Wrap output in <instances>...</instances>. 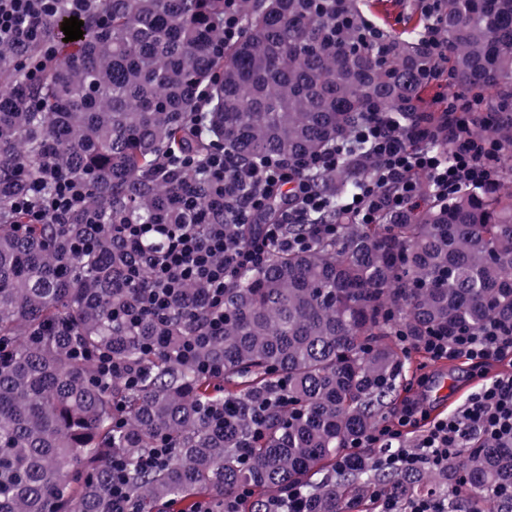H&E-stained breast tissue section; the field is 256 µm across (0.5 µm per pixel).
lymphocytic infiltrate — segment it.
Returning a JSON list of instances; mask_svg holds the SVG:
<instances>
[{"instance_id": "obj_1", "label": "lymphocytic infiltrate", "mask_w": 512, "mask_h": 512, "mask_svg": "<svg viewBox=\"0 0 512 512\" xmlns=\"http://www.w3.org/2000/svg\"><path fill=\"white\" fill-rule=\"evenodd\" d=\"M92 0H0V44L34 41L41 35V20L67 13L85 15ZM467 106L458 102L457 115L448 122V135L456 141L452 154L436 150H415L407 145L408 133L391 115L373 112L359 128L358 135L369 142L377 161V173L362 184L346 205L359 223L374 221L383 209L399 211L418 208L425 202L416 174L428 179L432 193L445 199L463 186L486 183L501 160L496 142L472 135L461 118ZM337 167L335 153L310 157L304 167L266 156L234 169L224 159L223 149L211 154L204 168L213 207L223 209L224 221L199 229L204 212L191 192L177 203L186 221L182 224H119L115 231L134 260L127 274L128 285L141 292L139 311H118L115 321L134 326L142 316L167 314L171 301L191 284L205 288L209 318L205 333L216 336L224 330V290L242 272L264 265L272 249L301 250L312 236L289 235L287 228L303 221L304 214L323 210V192L310 182L305 169L330 172ZM52 194H43L33 185L29 194L14 207L27 222L38 224L48 216L65 217L83 196L79 182L59 171H51ZM283 190L286 202L275 224L254 226V219L266 206V190ZM252 227L248 244L237 236ZM425 351L435 359H461L477 368L486 361L512 352V326H492L481 333L463 332L454 336H427ZM473 431L497 439H512V376L486 383L469 399L461 415L438 420L413 446H404L398 431L389 425L376 426L360 445L381 449L375 465L384 470L414 471L420 468L445 469L456 448L462 447L466 432Z\"/></svg>"}]
</instances>
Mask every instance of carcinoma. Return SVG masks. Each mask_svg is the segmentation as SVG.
Wrapping results in <instances>:
<instances>
[{"mask_svg":"<svg viewBox=\"0 0 512 512\" xmlns=\"http://www.w3.org/2000/svg\"><path fill=\"white\" fill-rule=\"evenodd\" d=\"M243 28L224 42V0H94L83 37L63 41L61 13L43 40L0 45V512H112V456L137 512L186 500L208 512H266L301 487L310 512H369L393 496H432L446 512H512V442L481 435L446 470L374 467L353 447L405 380L398 337L478 333L512 324V0H443L448 63L434 66L420 14L407 34L371 23L361 0H239ZM58 46L35 79L27 66ZM448 92H443L442 82ZM507 162L444 203L358 224L344 208L375 170L355 137L374 108L413 132L408 146L451 154L444 96ZM347 148L332 173L307 172L327 207L288 233L337 226L309 247L274 249L224 289V334L178 343L202 325L191 284L167 317L129 330L114 310L138 305L118 286L131 256L114 224L174 221L173 196L207 184L164 174L215 147L235 167ZM60 169L85 188L58 222L21 227L17 197ZM277 191L254 225L274 222ZM93 249L73 243L90 232ZM84 344L138 372L105 382ZM171 448L145 470L151 448ZM356 453L363 463L341 468Z\"/></svg>","mask_w":512,"mask_h":512,"instance_id":"carcinoma-1","label":"carcinoma"}]
</instances>
